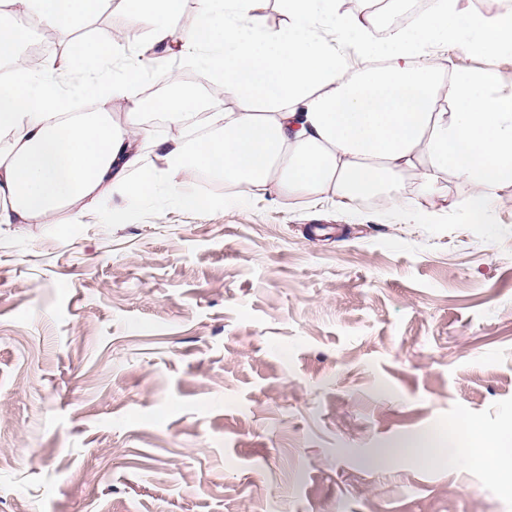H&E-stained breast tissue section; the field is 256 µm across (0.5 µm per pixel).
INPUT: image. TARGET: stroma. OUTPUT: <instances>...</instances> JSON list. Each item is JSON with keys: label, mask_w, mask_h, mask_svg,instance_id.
<instances>
[{"label": "stroma", "mask_w": 512, "mask_h": 512, "mask_svg": "<svg viewBox=\"0 0 512 512\" xmlns=\"http://www.w3.org/2000/svg\"><path fill=\"white\" fill-rule=\"evenodd\" d=\"M130 29L119 0L71 43ZM203 65H152L142 103ZM223 210L107 197L83 224H0V512H512L482 467L377 448L478 418L512 457V185L470 223L468 184L417 219L369 201Z\"/></svg>", "instance_id": "1"}]
</instances>
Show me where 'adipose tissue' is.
I'll return each mask as SVG.
<instances>
[{
  "label": "adipose tissue",
  "mask_w": 512,
  "mask_h": 512,
  "mask_svg": "<svg viewBox=\"0 0 512 512\" xmlns=\"http://www.w3.org/2000/svg\"><path fill=\"white\" fill-rule=\"evenodd\" d=\"M151 46L203 62L223 84L226 106L209 113L214 133L187 142L197 106L187 93L159 102L172 130L155 138L141 120L137 88L145 70H105L118 46L78 41L67 79L54 61L38 70L18 59L27 29L0 23V224H52L61 212L79 224L108 194L164 197L199 206L188 192L205 171L239 188L278 198L352 202L382 190L381 207L414 219L419 198L439 200L443 174L471 188L474 224L487 223L499 188L512 184V87L487 68L451 70L456 47L484 61L512 58V9L489 13L472 0H430L405 23L377 27L372 0H275L284 27L268 28L266 0H198L197 19L180 28V0H119ZM110 0H23L35 25L70 30ZM93 99L87 116L70 115ZM125 103L122 121L112 107ZM152 163H145V153ZM440 442L428 463L471 458L512 490L504 441L476 419L418 435Z\"/></svg>",
  "instance_id": "adipose-tissue-1"
}]
</instances>
